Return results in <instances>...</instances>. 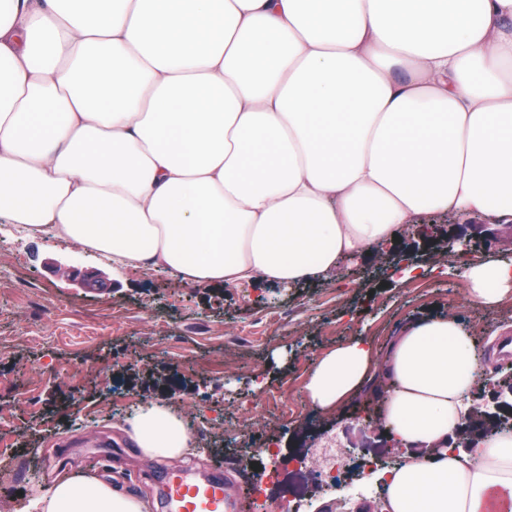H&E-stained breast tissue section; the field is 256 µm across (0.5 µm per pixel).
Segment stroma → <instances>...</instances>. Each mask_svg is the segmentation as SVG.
Instances as JSON below:
<instances>
[{
    "mask_svg": "<svg viewBox=\"0 0 512 512\" xmlns=\"http://www.w3.org/2000/svg\"><path fill=\"white\" fill-rule=\"evenodd\" d=\"M392 244L358 260L342 259L321 280L292 288L203 287L167 271L115 269L46 232L0 224V512H26L55 478L94 475L160 512L161 458L135 448L125 422L148 399L179 411L198 446L175 463L200 476H241L240 433L278 439L276 483L244 486V512L265 499H297L305 512H353L348 489L322 490L313 448L336 439L351 453H395L380 405L364 389L327 418L307 403L303 382L313 361L351 336L383 349L389 336L430 312L451 311L469 329L493 370L512 362V301L489 310L465 297V264L433 271L426 250L448 238L474 255L512 259V223L421 217ZM420 257L423 278L399 282L394 254ZM27 295L14 286L16 273ZM236 336L248 345L233 344Z\"/></svg>",
    "mask_w": 512,
    "mask_h": 512,
    "instance_id": "stroma-1",
    "label": "stroma"
}]
</instances>
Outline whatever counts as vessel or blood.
I'll return each instance as SVG.
<instances>
[{"label": "vessel or blood", "mask_w": 512, "mask_h": 512, "mask_svg": "<svg viewBox=\"0 0 512 512\" xmlns=\"http://www.w3.org/2000/svg\"><path fill=\"white\" fill-rule=\"evenodd\" d=\"M165 512H238L239 500L223 480L198 481L177 466H167Z\"/></svg>", "instance_id": "1"}]
</instances>
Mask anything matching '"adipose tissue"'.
Wrapping results in <instances>:
<instances>
[{
  "label": "adipose tissue",
  "mask_w": 512,
  "mask_h": 512,
  "mask_svg": "<svg viewBox=\"0 0 512 512\" xmlns=\"http://www.w3.org/2000/svg\"><path fill=\"white\" fill-rule=\"evenodd\" d=\"M512 222V0H0V223L199 286H298L421 216ZM469 300L512 299V262L474 259ZM487 370L458 315L319 356L325 416L378 384L407 453L374 474L382 512L512 502V431L456 448ZM135 447L196 448L165 401ZM35 512H146L85 475Z\"/></svg>",
  "instance_id": "1"
}]
</instances>
